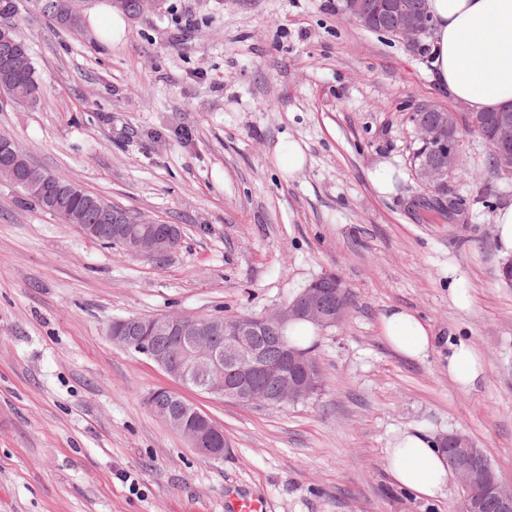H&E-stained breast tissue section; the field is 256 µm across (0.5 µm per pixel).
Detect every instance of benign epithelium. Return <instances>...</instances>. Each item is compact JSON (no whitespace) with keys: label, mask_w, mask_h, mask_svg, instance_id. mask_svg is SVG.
I'll use <instances>...</instances> for the list:
<instances>
[{"label":"benign epithelium","mask_w":512,"mask_h":512,"mask_svg":"<svg viewBox=\"0 0 512 512\" xmlns=\"http://www.w3.org/2000/svg\"><path fill=\"white\" fill-rule=\"evenodd\" d=\"M343 11L355 24L376 32H384L397 39L414 42L419 39L426 27L427 13L424 7L411 8L408 0H343ZM417 112L438 113L436 129L421 123L416 124L420 138L431 149L445 156L440 162H421L415 166L419 186L426 192L438 194L448 185L458 166L463 151L464 138L457 135L461 113L440 109L430 104H419ZM494 146L502 172L512 173V118L504 115L498 121L494 131ZM126 223L139 228V232L127 238L129 249L151 260L165 259L177 246L179 235L168 227L153 230L150 225L156 219L145 213L132 212L126 216ZM318 282L311 283L286 309L261 317L240 319L233 324L224 323V317L213 316L208 323H196L188 316L174 314L161 319H150L143 323L146 332L172 336L179 345V353L173 354L166 349L145 345L139 336L129 335L120 323L111 325L109 335L112 341L122 347L140 350L156 366L180 385L192 386L197 391L220 399L231 400L238 404H267L264 394L246 378L250 367L265 368L279 380L284 393H298L310 389L308 380L311 373L292 381L288 372L278 364H265L260 352L255 348L251 331L253 325L265 321L278 324L293 319H310L322 325L343 321L346 311L336 310V314H327L322 309V290ZM224 333V348L215 349L210 338ZM157 417L172 431L182 435L192 448L202 457L218 458L224 456L222 448H207L204 434L184 425L176 414L160 411ZM450 447V471L465 492L464 512H482L483 496L477 489L490 483L487 472L475 466L474 461L483 450L476 447L462 435L450 436L441 443V447ZM492 484V483H490ZM498 499L499 512H512V488L501 482L492 484Z\"/></svg>","instance_id":"benign-epithelium-1"}]
</instances>
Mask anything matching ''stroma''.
Wrapping results in <instances>:
<instances>
[{"label": "stroma", "instance_id": "stroma-1", "mask_svg": "<svg viewBox=\"0 0 512 512\" xmlns=\"http://www.w3.org/2000/svg\"><path fill=\"white\" fill-rule=\"evenodd\" d=\"M16 2L45 102L0 96V136L182 238L162 263L123 255L0 180V512H228L244 494L266 512H458L456 481L426 501L387 473L392 436L415 427L466 435L512 486V285L494 224L512 176L472 137L448 182L459 209L421 204L411 113L465 109L433 82L427 40L364 29L342 0H161L114 44ZM288 141L306 154L291 176L275 159ZM328 272L352 304L314 343L319 394L271 408L182 389L223 428L220 459L148 410L172 379L108 335L128 317L268 314ZM391 306L431 327L426 359L384 341ZM459 341L483 365L467 389L448 377Z\"/></svg>", "mask_w": 512, "mask_h": 512}]
</instances>
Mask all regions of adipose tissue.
Wrapping results in <instances>:
<instances>
[{"instance_id":"obj_1","label":"adipose tissue","mask_w":512,"mask_h":512,"mask_svg":"<svg viewBox=\"0 0 512 512\" xmlns=\"http://www.w3.org/2000/svg\"><path fill=\"white\" fill-rule=\"evenodd\" d=\"M427 8L433 81L474 112L512 103V0H427ZM380 320L386 342L400 356H429L435 338L415 313L393 306ZM386 468L399 486L424 499L441 497L448 485V458L421 429L392 438Z\"/></svg>"}]
</instances>
